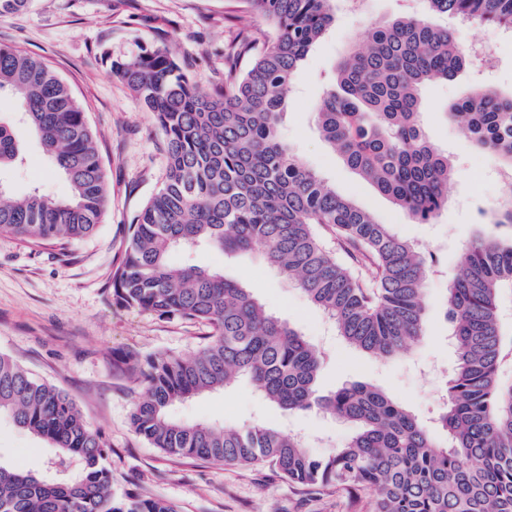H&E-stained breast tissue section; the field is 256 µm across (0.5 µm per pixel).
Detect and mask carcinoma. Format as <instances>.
<instances>
[{
  "instance_id": "1",
  "label": "carcinoma",
  "mask_w": 512,
  "mask_h": 512,
  "mask_svg": "<svg viewBox=\"0 0 512 512\" xmlns=\"http://www.w3.org/2000/svg\"><path fill=\"white\" fill-rule=\"evenodd\" d=\"M268 25L241 32L224 57V87L206 89L169 50L141 47L130 61L102 60L153 113L166 147V179L132 218L112 288L124 304L207 325L189 357L121 358L145 386L131 425L152 447L232 466L268 464L317 490L372 496L375 512H512V380L500 373L498 296L512 288V187L485 233L458 256L446 317L456 361L443 407L432 417L439 443L399 401L368 382L327 394L316 382L326 354L269 314L251 289L216 269L175 267L169 254L205 247L262 248L267 263L331 320L337 336L381 359L408 351L425 330L426 280L434 253L336 193L303 167L278 123L295 71L332 26L336 0H244ZM420 14L373 23L367 47L335 64L314 111L324 141L359 176L414 220L448 207L454 168L420 122L421 90L449 80L469 60L458 32L435 16L494 23L512 33V0H424ZM17 99L19 122L66 179L54 199L15 196L0 185V234L64 251L94 233L107 200L106 173L84 112L41 61L0 47V91ZM476 150L512 172V95L473 89L445 112ZM25 160L15 125L0 119V169ZM247 379L284 413L316 409L355 427L327 457L274 423L239 427L184 423L170 407ZM55 449L45 480L0 463V512H179L166 499L112 494L110 444L66 393L0 353V417Z\"/></svg>"
}]
</instances>
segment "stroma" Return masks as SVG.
Returning a JSON list of instances; mask_svg holds the SVG:
<instances>
[{
    "mask_svg": "<svg viewBox=\"0 0 512 512\" xmlns=\"http://www.w3.org/2000/svg\"><path fill=\"white\" fill-rule=\"evenodd\" d=\"M236 0H31L19 12L0 16V47L41 59L71 87L81 102L108 174L104 221L89 237L67 250L31 247L0 234V351L17 358L36 376L65 392L88 423L104 432L106 459L116 495L140 494L176 503L180 512H372L363 494L316 493L266 466L237 467L196 458L170 456L137 435L130 423L142 386L124 374L116 358L162 354L189 356L203 344L205 324L118 302L112 266L122 253L131 217L162 185L166 161L163 136L151 113L129 88L111 76L101 59L135 57L141 45L161 44L179 66L202 86L224 84V52L237 29L262 27L261 19L239 11L225 23ZM416 0H369L360 14L337 9L336 20L297 70L282 116L280 137L298 161L329 180L338 194L351 198L377 221L438 257L427 281L426 330L409 352L382 360L350 348L328 317L291 283L282 279L260 251L226 255L215 250L177 252L170 261L223 270L242 280L275 316L309 341L323 345L329 360L319 378L327 392L366 381L428 420L442 383L455 362L450 324L445 317L446 288L458 273L463 245L482 232L480 208L498 202L500 163L477 152L464 130L444 120L448 106L464 92L489 88L512 94V37L492 24L462 28L465 42L487 45L499 60L495 71L468 65L454 79L425 86L421 119L430 139L452 160L456 177L448 191L453 207L433 222L410 216L368 182L360 179L322 140L313 107L325 86L319 75L362 46L367 25L391 20ZM26 163L0 173V183L16 195L30 190L61 198L68 186L29 133H21ZM177 420L221 421L241 425L271 421L299 433L309 449L326 456L343 444L347 424L318 411L283 415L252 392L246 382L208 396L175 404ZM53 450L8 418H0V463L48 476Z\"/></svg>",
    "mask_w": 512,
    "mask_h": 512,
    "instance_id": "35a3bbf8",
    "label": "stroma"
}]
</instances>
